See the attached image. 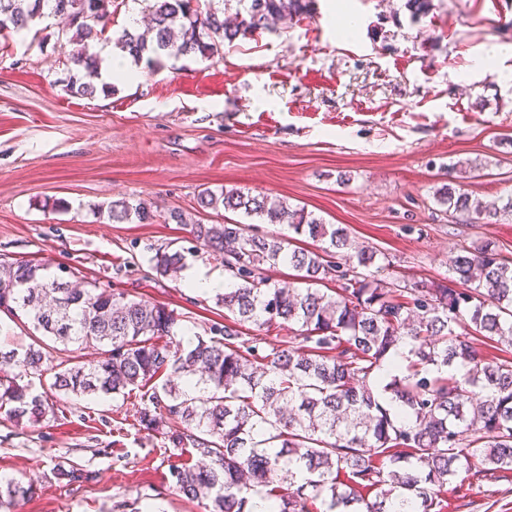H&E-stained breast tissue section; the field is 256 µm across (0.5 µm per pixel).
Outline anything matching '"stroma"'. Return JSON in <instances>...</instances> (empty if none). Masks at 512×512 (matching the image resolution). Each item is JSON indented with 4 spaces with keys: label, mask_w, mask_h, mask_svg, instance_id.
Masks as SVG:
<instances>
[{
    "label": "stroma",
    "mask_w": 512,
    "mask_h": 512,
    "mask_svg": "<svg viewBox=\"0 0 512 512\" xmlns=\"http://www.w3.org/2000/svg\"><path fill=\"white\" fill-rule=\"evenodd\" d=\"M58 32L37 23L0 54V261L63 266L86 287L174 309L190 318L185 344L223 328L224 310L157 275L152 259L178 251L187 269L221 276L223 254L181 224L113 223L112 201L285 238L284 224L195 212L206 188L277 196L380 250L389 280L447 282L460 250L488 239L512 260V220L472 224L433 198L451 178L476 198L512 195V0H431L417 17L406 0H311L219 57L169 60L91 98L64 91ZM52 402L35 424L0 417V478L35 488L10 512H125L148 495L161 512H205L172 490L138 397ZM69 464L88 480L57 481ZM469 495L449 512H512V474L473 480Z\"/></svg>",
    "instance_id": "1"
}]
</instances>
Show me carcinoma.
Returning a JSON list of instances; mask_svg holds the SVG:
<instances>
[{"label": "carcinoma", "instance_id": "cac0c4a2", "mask_svg": "<svg viewBox=\"0 0 512 512\" xmlns=\"http://www.w3.org/2000/svg\"><path fill=\"white\" fill-rule=\"evenodd\" d=\"M234 20L215 0H146L150 25L109 35L114 0H0V50L45 12L68 19L66 45L77 73L65 91L92 97L100 60L94 47L115 40L135 64L154 72L164 60H209L255 30L308 10L309 0H236ZM434 198L444 213L472 224L512 218V196L481 200L450 181ZM199 210L241 211L264 224H286L311 249L284 239L248 235L242 224H203L176 209L166 223L184 224L201 246L224 253L239 279L215 296L234 317L219 336L183 346L175 340L184 315L123 292L75 288L34 260L0 262V307L25 317L40 333L23 352H0V410L19 425L40 422L53 408L48 393L121 395L150 381L143 429L161 435L171 458L196 455L207 463L169 466L173 490L205 503L206 512H249L260 498L276 512H448V491L475 476L478 459L493 473L512 472V261L493 241L464 249L451 266L454 288L430 280L401 284L381 277L373 247L352 250L347 228L327 224L285 200L237 188L197 195ZM114 223H150L145 201L112 202ZM286 264L295 280L274 283L265 267ZM153 267L174 277L179 252H158ZM336 283L329 294L318 285ZM298 323L296 345L271 349L240 327ZM507 346L483 355L475 342ZM103 345L101 360L47 366L52 346ZM408 349L385 381L384 363ZM184 377L183 390L173 377ZM27 377L48 383L32 394ZM54 477L79 484L87 472L72 464ZM375 493L373 500L366 499ZM33 494V487L0 480V508Z\"/></svg>", "mask_w": 512, "mask_h": 512}]
</instances>
